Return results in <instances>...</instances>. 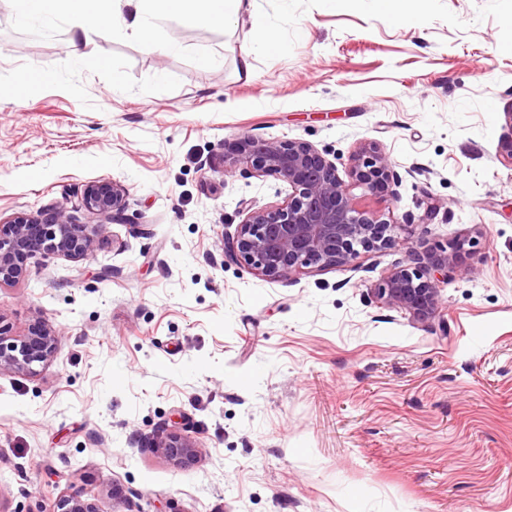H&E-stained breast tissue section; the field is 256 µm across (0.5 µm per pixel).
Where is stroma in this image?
Segmentation results:
<instances>
[{"label":"stroma","mask_w":512,"mask_h":512,"mask_svg":"<svg viewBox=\"0 0 512 512\" xmlns=\"http://www.w3.org/2000/svg\"><path fill=\"white\" fill-rule=\"evenodd\" d=\"M253 9L282 50L246 19L166 15L155 47L110 29L74 51L69 19L0 0V221L62 203L94 223L96 181L128 204L86 259L39 255L0 286V324L60 338L37 376L0 373V512L71 493L100 512H512V0ZM243 133L309 142L342 176L377 143L396 178L351 187L358 206L422 246L477 241L442 311L375 302L399 248L283 280L225 258L242 206L288 195L225 174ZM178 422L186 465L153 446Z\"/></svg>","instance_id":"35a3bbf8"}]
</instances>
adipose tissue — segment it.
I'll return each instance as SVG.
<instances>
[{
    "label": "adipose tissue",
    "instance_id": "ef3b65f1",
    "mask_svg": "<svg viewBox=\"0 0 512 512\" xmlns=\"http://www.w3.org/2000/svg\"><path fill=\"white\" fill-rule=\"evenodd\" d=\"M18 15L25 20L49 21L60 14L74 19L69 43L79 46L89 32L105 28L103 15L97 9V0H14ZM253 0H112V13L119 16L125 28L136 34L147 47H154L153 17L177 14L190 21L227 25L247 17L252 21L259 46L280 48L277 33L257 20L252 9Z\"/></svg>",
    "mask_w": 512,
    "mask_h": 512
}]
</instances>
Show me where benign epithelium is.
<instances>
[{
    "label": "benign epithelium",
    "instance_id": "obj_1",
    "mask_svg": "<svg viewBox=\"0 0 512 512\" xmlns=\"http://www.w3.org/2000/svg\"><path fill=\"white\" fill-rule=\"evenodd\" d=\"M244 165L259 176H276L291 192L280 204L246 210L236 234L224 240V253L270 280L309 269L352 266L365 253L399 247L406 262L388 274L371 294L376 303L399 309L417 320L434 316L441 306L439 284L448 274L466 272L476 241L456 238L435 249L417 246L399 233L400 225L358 208L336 165L312 144L300 140L268 141L238 135L225 144L224 174ZM352 185L380 193L395 179L392 164L375 144L359 148L350 167ZM82 208L108 222L121 221L126 196L114 182L87 185ZM90 225L81 224L57 204L43 215H18L0 224V285L23 272L20 262L37 253L83 260L94 249ZM59 336L49 329L14 335L0 328V371L34 376L56 354ZM167 460L182 464L197 448L189 436L169 431L156 445ZM50 512H98L77 495H60Z\"/></svg>",
    "mask_w": 512,
    "mask_h": 512
}]
</instances>
